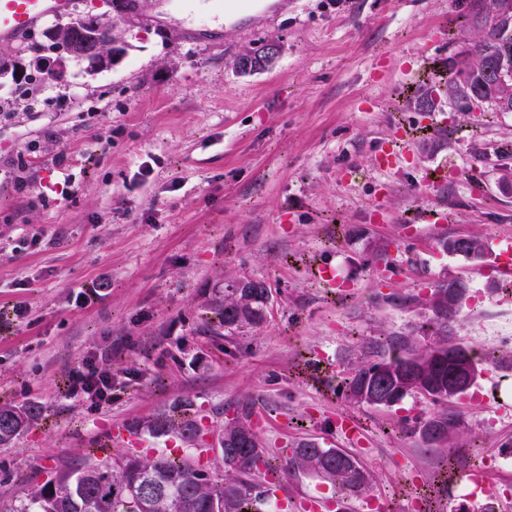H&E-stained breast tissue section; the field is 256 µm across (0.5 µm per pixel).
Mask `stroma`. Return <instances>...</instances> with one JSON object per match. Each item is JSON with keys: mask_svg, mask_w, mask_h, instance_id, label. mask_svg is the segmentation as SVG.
<instances>
[{"mask_svg": "<svg viewBox=\"0 0 512 512\" xmlns=\"http://www.w3.org/2000/svg\"><path fill=\"white\" fill-rule=\"evenodd\" d=\"M193 0H76L0 65L37 80L21 95L0 78V403L40 415L0 446V512L65 465L95 457L115 427L192 401L221 432L245 416L273 465L315 440L353 456L366 490L342 496L315 474H282L267 512H458L461 474L488 472L512 512V299L497 267L512 243V112H471L425 89L448 80L489 0H273L224 18ZM97 19L122 53L106 69L70 61L61 83L33 63L50 33ZM274 43L269 67L240 72L243 53ZM391 153L396 165L379 167ZM442 209L436 224L427 212ZM487 242L470 261L440 242ZM420 255L419 267L398 260ZM336 271L339 291L314 269ZM468 290L453 334L494 354L450 403L466 453L425 444L414 419L437 407L411 396L389 409L337 391L340 373L388 336H413L438 283ZM264 280L259 326H207L228 285ZM408 305H400L403 297ZM337 375L321 373L315 354ZM93 357L112 399L68 395L69 370ZM261 419H254V411ZM351 421L357 437L346 436Z\"/></svg>", "mask_w": 512, "mask_h": 512, "instance_id": "1", "label": "stroma"}]
</instances>
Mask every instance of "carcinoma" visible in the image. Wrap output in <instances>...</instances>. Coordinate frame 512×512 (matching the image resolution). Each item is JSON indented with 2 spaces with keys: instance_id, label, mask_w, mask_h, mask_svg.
Wrapping results in <instances>:
<instances>
[{
  "instance_id": "1",
  "label": "carcinoma",
  "mask_w": 512,
  "mask_h": 512,
  "mask_svg": "<svg viewBox=\"0 0 512 512\" xmlns=\"http://www.w3.org/2000/svg\"><path fill=\"white\" fill-rule=\"evenodd\" d=\"M493 10L476 18L481 33L475 43L457 53L454 73L445 84L448 98L462 99L470 86L471 100L493 112H512V17H501L502 0H492ZM444 250L471 261L484 256V243L477 236L442 241ZM467 283L460 278L445 280L427 301L432 317L419 331L438 340L425 346L410 336H390L373 348L370 359L358 365L345 379L346 395L358 404L390 407L407 396L419 395L441 406L459 398L448 393V353L466 356L479 369L468 345L450 336L448 324L460 307L448 312V295L461 302ZM232 299L214 311L219 326L231 332L259 325L270 300L266 283L243 281V288L228 289ZM39 415L10 404L0 405V445L10 442ZM457 427L454 416L438 412L419 422L423 441L439 447L429 428ZM153 437L176 432L190 440L199 426V411L190 401L173 404L171 413L158 414L133 424ZM224 476L218 478L192 457L178 460L126 456L111 468L87 461L76 468L59 469L42 486L22 497L10 512H264L266 499L249 482L253 470L272 467L256 435L243 422L232 420L224 427ZM287 470L317 474L337 486L343 494L359 493L368 485L365 469L335 448L305 441L291 449Z\"/></svg>"
}]
</instances>
